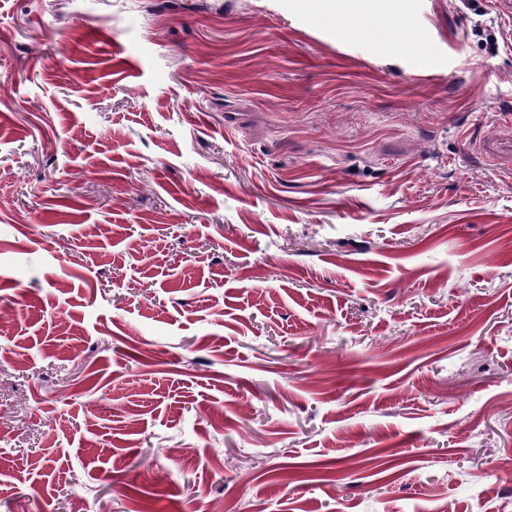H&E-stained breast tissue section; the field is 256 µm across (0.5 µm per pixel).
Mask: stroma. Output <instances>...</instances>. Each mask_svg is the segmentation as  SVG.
Here are the masks:
<instances>
[{
  "mask_svg": "<svg viewBox=\"0 0 512 512\" xmlns=\"http://www.w3.org/2000/svg\"><path fill=\"white\" fill-rule=\"evenodd\" d=\"M0 0V512H512V20Z\"/></svg>",
  "mask_w": 512,
  "mask_h": 512,
  "instance_id": "obj_1",
  "label": "stroma"
}]
</instances>
